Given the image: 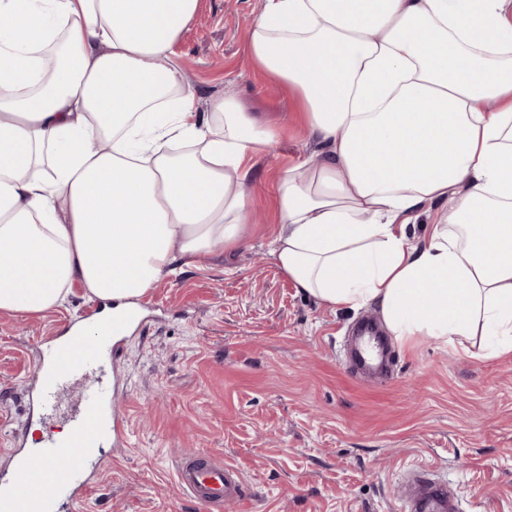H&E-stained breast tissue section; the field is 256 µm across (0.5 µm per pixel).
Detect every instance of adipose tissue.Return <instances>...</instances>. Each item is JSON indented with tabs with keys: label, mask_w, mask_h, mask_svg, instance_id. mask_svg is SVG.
I'll return each instance as SVG.
<instances>
[{
	"label": "adipose tissue",
	"mask_w": 512,
	"mask_h": 512,
	"mask_svg": "<svg viewBox=\"0 0 512 512\" xmlns=\"http://www.w3.org/2000/svg\"><path fill=\"white\" fill-rule=\"evenodd\" d=\"M199 4L0 0V312L77 283L119 313L240 244L282 130L231 95L199 111L175 51ZM248 54L321 145L278 175L273 263L394 335L511 352L512 0H261ZM444 203H433L425 205L414 217V219L408 224L407 237L411 243H417L425 237L429 229L430 224L433 223L436 212L446 206Z\"/></svg>",
	"instance_id": "1"
}]
</instances>
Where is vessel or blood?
Instances as JSON below:
<instances>
[{
  "label": "vessel or blood",
  "mask_w": 512,
  "mask_h": 512,
  "mask_svg": "<svg viewBox=\"0 0 512 512\" xmlns=\"http://www.w3.org/2000/svg\"><path fill=\"white\" fill-rule=\"evenodd\" d=\"M120 342L112 325L101 335L77 346L51 343L35 369L39 379L36 405L52 407L61 387L72 378L88 380L87 407L98 413L94 428L84 418H73L80 433L78 447H60L57 440L43 438L40 447L7 446L10 469L0 472V512H61L64 505L84 501L89 488L104 468L106 447H119L128 440V418L116 404V385L109 379L112 349ZM179 489L201 512H222L224 505L245 501L248 491L238 471L207 452L183 455L176 468Z\"/></svg>",
  "instance_id": "1"
}]
</instances>
